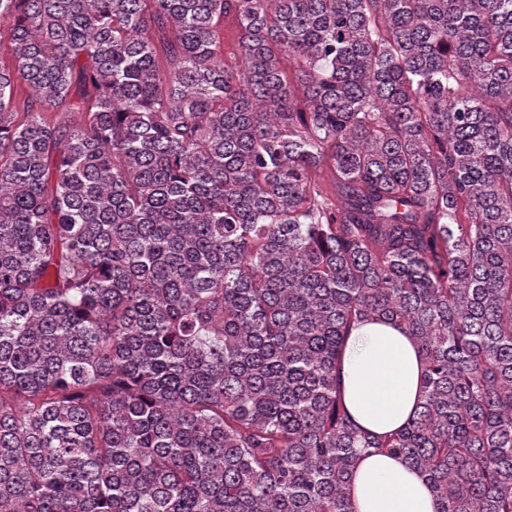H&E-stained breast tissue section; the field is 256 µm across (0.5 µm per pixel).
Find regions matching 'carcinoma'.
Wrapping results in <instances>:
<instances>
[{
    "label": "carcinoma",
    "instance_id": "obj_1",
    "mask_svg": "<svg viewBox=\"0 0 512 512\" xmlns=\"http://www.w3.org/2000/svg\"><path fill=\"white\" fill-rule=\"evenodd\" d=\"M0 22V512H353L367 448L512 512V0ZM370 319L424 361L385 436L340 396Z\"/></svg>",
    "mask_w": 512,
    "mask_h": 512
}]
</instances>
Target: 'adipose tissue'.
<instances>
[{
    "label": "adipose tissue",
    "mask_w": 512,
    "mask_h": 512,
    "mask_svg": "<svg viewBox=\"0 0 512 512\" xmlns=\"http://www.w3.org/2000/svg\"><path fill=\"white\" fill-rule=\"evenodd\" d=\"M424 364L415 343L388 322L356 324L341 362V398L356 422L383 435L413 415ZM353 512H438L425 479L403 460L363 457L349 485Z\"/></svg>",
    "instance_id": "ef3b65f1"
}]
</instances>
